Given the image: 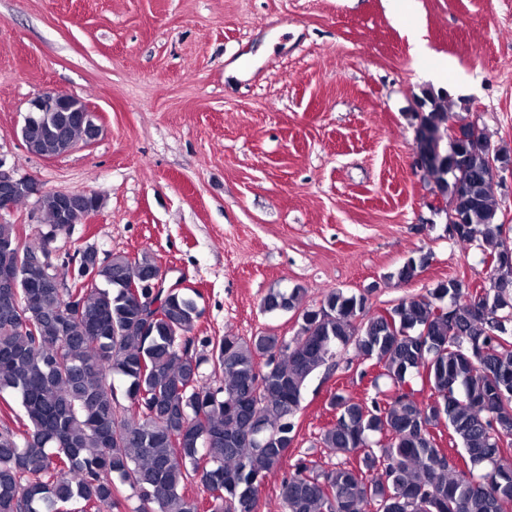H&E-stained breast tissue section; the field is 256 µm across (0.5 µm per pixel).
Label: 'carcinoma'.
<instances>
[{
  "mask_svg": "<svg viewBox=\"0 0 512 512\" xmlns=\"http://www.w3.org/2000/svg\"><path fill=\"white\" fill-rule=\"evenodd\" d=\"M420 107L448 120L432 92ZM41 116L40 134L25 144L36 156L61 154L60 132L93 136L71 112ZM489 144L482 132L454 143L468 166L438 190L463 215L460 242L481 241L490 287L448 279L377 314L364 296L332 290L301 310L289 340L201 339L202 311L176 291L159 292L161 316L146 322L131 286L158 269L148 251L112 254L90 271L77 260L71 287H51L26 259L87 216L90 201L69 207L43 196L45 228L34 243L18 225L0 224V256L20 261L12 303L0 305V397H19L24 427L19 435L0 426V512H69L73 502L79 512H201L183 491L190 478L208 497L206 512H261V489L288 458L309 380L350 349L382 364L388 390L364 403L330 395L336 422L317 447L347 460L327 470L293 465L280 482L283 512H512V450L501 441L512 436V349L504 346L512 305L501 298L512 292V247L490 196ZM425 263L408 260L398 279L412 281ZM446 299L451 314H435ZM262 307L296 310L299 289L271 291ZM421 365L426 381L405 389ZM116 375L127 383L126 405ZM442 424L468 471L455 473L436 443Z\"/></svg>",
  "mask_w": 512,
  "mask_h": 512,
  "instance_id": "carcinoma-1",
  "label": "carcinoma"
}]
</instances>
